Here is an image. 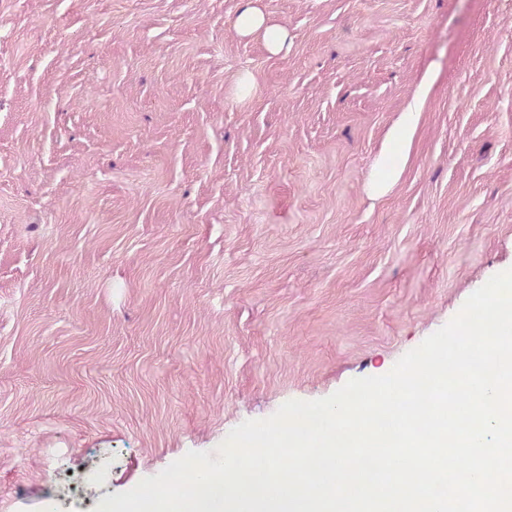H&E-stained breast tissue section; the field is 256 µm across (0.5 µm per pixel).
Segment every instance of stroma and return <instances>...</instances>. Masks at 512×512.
Instances as JSON below:
<instances>
[{
  "instance_id": "35a3bbf8",
  "label": "stroma",
  "mask_w": 512,
  "mask_h": 512,
  "mask_svg": "<svg viewBox=\"0 0 512 512\" xmlns=\"http://www.w3.org/2000/svg\"><path fill=\"white\" fill-rule=\"evenodd\" d=\"M509 269L512 0H0V512L386 374ZM236 30L244 35H250L263 30L266 44L272 53L280 52L282 48L281 33L275 29L265 26V19L262 13L251 5H247L238 15L235 21ZM438 78V72L431 64L418 83L411 101L401 114L400 120L392 128L388 136L390 148L385 155L380 169L371 178V189L375 195L384 194L396 181L399 159L410 143L417 125L422 106Z\"/></svg>"
}]
</instances>
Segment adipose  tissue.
Returning <instances> with one entry per match:
<instances>
[{"label": "adipose tissue", "mask_w": 512, "mask_h": 512, "mask_svg": "<svg viewBox=\"0 0 512 512\" xmlns=\"http://www.w3.org/2000/svg\"><path fill=\"white\" fill-rule=\"evenodd\" d=\"M438 78L435 67H428L418 83L411 101L407 104L398 123L388 136L390 148L380 169L371 178V189L375 195L384 194L396 181L398 165L405 148L410 143L422 106Z\"/></svg>", "instance_id": "adipose-tissue-1"}]
</instances>
